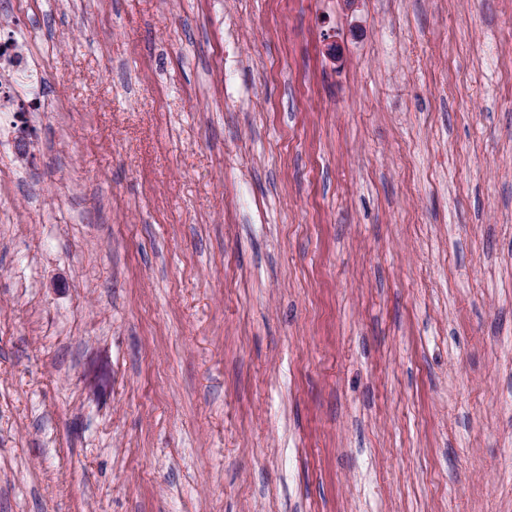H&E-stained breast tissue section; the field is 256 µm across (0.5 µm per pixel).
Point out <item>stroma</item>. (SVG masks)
<instances>
[{
	"instance_id": "obj_1",
	"label": "stroma",
	"mask_w": 512,
	"mask_h": 512,
	"mask_svg": "<svg viewBox=\"0 0 512 512\" xmlns=\"http://www.w3.org/2000/svg\"><path fill=\"white\" fill-rule=\"evenodd\" d=\"M0 46V512H512V0Z\"/></svg>"
}]
</instances>
